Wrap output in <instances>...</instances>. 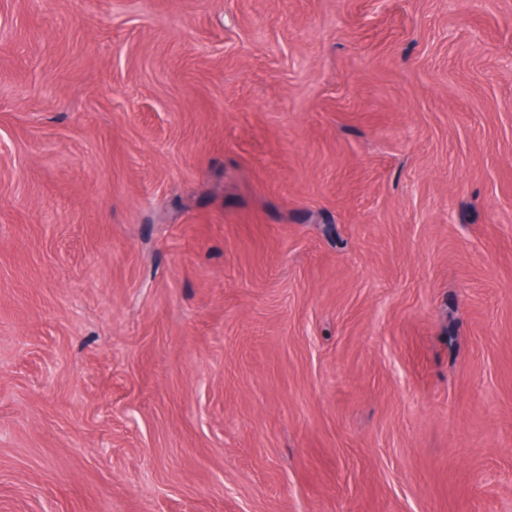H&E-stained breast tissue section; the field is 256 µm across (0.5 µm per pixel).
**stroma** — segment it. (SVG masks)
<instances>
[{
	"instance_id": "35a3bbf8",
	"label": "stroma",
	"mask_w": 512,
	"mask_h": 512,
	"mask_svg": "<svg viewBox=\"0 0 512 512\" xmlns=\"http://www.w3.org/2000/svg\"><path fill=\"white\" fill-rule=\"evenodd\" d=\"M0 512H512V0H0Z\"/></svg>"
}]
</instances>
